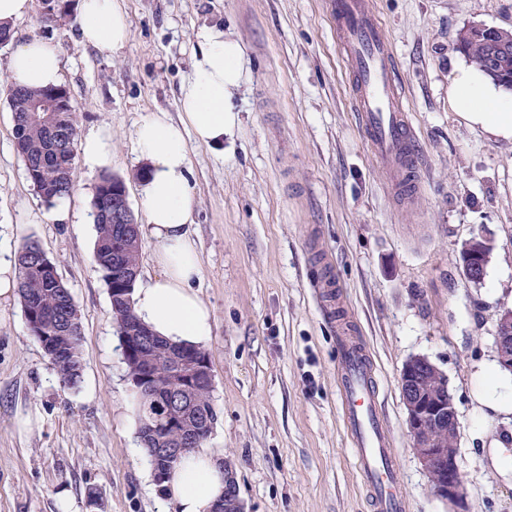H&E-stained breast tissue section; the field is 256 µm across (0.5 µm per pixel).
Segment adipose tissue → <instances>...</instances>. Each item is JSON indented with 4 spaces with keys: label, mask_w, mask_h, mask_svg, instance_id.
I'll return each mask as SVG.
<instances>
[{
    "label": "adipose tissue",
    "mask_w": 512,
    "mask_h": 512,
    "mask_svg": "<svg viewBox=\"0 0 512 512\" xmlns=\"http://www.w3.org/2000/svg\"><path fill=\"white\" fill-rule=\"evenodd\" d=\"M79 10L82 43L115 50L128 42L130 25L118 0H81ZM198 41L199 51L180 87V120L154 112L134 130L143 164L136 189V207L145 218L140 233L155 244L151 262L157 273L134 288L132 300L136 315L154 334L172 344L202 347L213 335V317L196 290L202 263L190 234L197 196L189 178V145L223 153L224 138L238 120L233 98L243 77L244 52L219 27L203 29ZM8 69L14 86L35 90L62 83L57 47L37 36L16 45ZM453 85L455 105L470 123L512 141L511 94L465 67L457 69ZM476 398L492 414H512V381L495 364H485ZM225 488L219 451L198 448L183 458L164 495L177 512H212Z\"/></svg>",
    "instance_id": "obj_1"
}]
</instances>
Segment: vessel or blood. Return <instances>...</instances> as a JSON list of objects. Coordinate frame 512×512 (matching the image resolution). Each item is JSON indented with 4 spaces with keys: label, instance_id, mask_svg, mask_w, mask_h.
Segmentation results:
<instances>
[{
    "label": "vessel or blood",
    "instance_id": "vessel-or-blood-1",
    "mask_svg": "<svg viewBox=\"0 0 512 512\" xmlns=\"http://www.w3.org/2000/svg\"><path fill=\"white\" fill-rule=\"evenodd\" d=\"M336 35L352 69V105L369 151L382 163L396 192L413 194L420 180L419 153L396 78L390 43L371 0H331ZM336 379L353 463L375 512H405L400 477L387 429L376 404L370 357L349 328L339 332Z\"/></svg>",
    "mask_w": 512,
    "mask_h": 512
}]
</instances>
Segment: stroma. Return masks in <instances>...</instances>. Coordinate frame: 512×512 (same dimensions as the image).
<instances>
[{"instance_id":"35a3bbf8","label":"stroma","mask_w":512,"mask_h":512,"mask_svg":"<svg viewBox=\"0 0 512 512\" xmlns=\"http://www.w3.org/2000/svg\"><path fill=\"white\" fill-rule=\"evenodd\" d=\"M330 0H120L131 30L115 51L85 45L78 22L39 8L0 47V243L37 239L81 310L82 388L59 382L30 336L19 300L0 302V512H173L152 478L129 410L111 303L93 261L98 171L76 162L67 221L41 199L14 147L8 60L14 44L51 39L79 133H112V174L135 195L136 124L179 116L198 34L224 27L244 49L246 80L223 155L190 145L197 189L191 234L197 290L213 316L207 346L218 420L206 441L230 465L245 512H370L341 421L337 331L352 324L376 370L408 512H448L413 453L399 385L412 356L445 376L461 422L464 512H512V415L483 418L478 369L495 359L501 310L512 308V143L471 125L452 96L461 30L512 31V0H375L423 170L403 201L367 150L352 109ZM493 250L481 283L464 278L462 243ZM333 278L336 314L322 312ZM42 426L19 434L17 414ZM505 447L506 460L495 450ZM100 491L91 500V491Z\"/></svg>"}]
</instances>
